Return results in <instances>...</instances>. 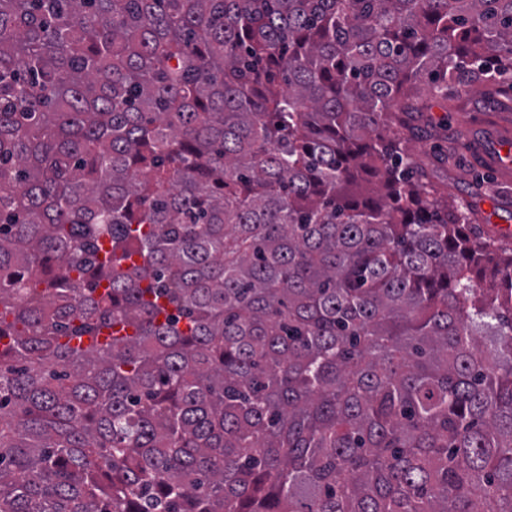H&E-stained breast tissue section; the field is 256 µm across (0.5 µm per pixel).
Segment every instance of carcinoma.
Instances as JSON below:
<instances>
[{
  "label": "carcinoma",
  "instance_id": "obj_1",
  "mask_svg": "<svg viewBox=\"0 0 512 512\" xmlns=\"http://www.w3.org/2000/svg\"><path fill=\"white\" fill-rule=\"evenodd\" d=\"M493 58L512 0H0V512H512V254L399 150Z\"/></svg>",
  "mask_w": 512,
  "mask_h": 512
}]
</instances>
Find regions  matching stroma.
<instances>
[{
  "instance_id": "obj_1",
  "label": "stroma",
  "mask_w": 512,
  "mask_h": 512,
  "mask_svg": "<svg viewBox=\"0 0 512 512\" xmlns=\"http://www.w3.org/2000/svg\"><path fill=\"white\" fill-rule=\"evenodd\" d=\"M428 118L446 138L437 147L412 141L415 162L463 201L484 234L512 247V161L497 157L501 142L512 141V110L490 91L462 87L449 90L447 108Z\"/></svg>"
}]
</instances>
